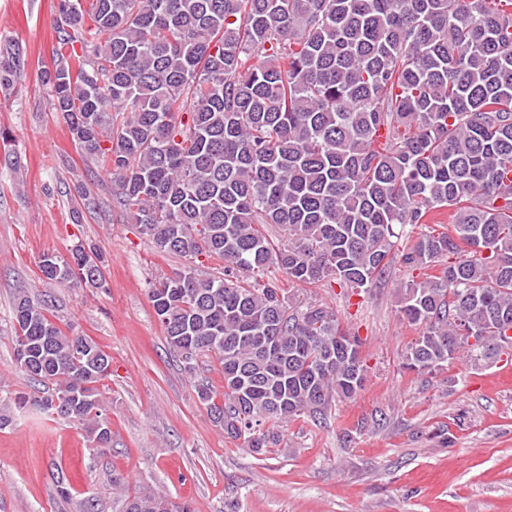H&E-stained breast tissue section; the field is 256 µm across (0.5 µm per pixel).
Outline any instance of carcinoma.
Returning a JSON list of instances; mask_svg holds the SVG:
<instances>
[{
  "mask_svg": "<svg viewBox=\"0 0 512 512\" xmlns=\"http://www.w3.org/2000/svg\"><path fill=\"white\" fill-rule=\"evenodd\" d=\"M51 109L112 175V202L160 253L185 259L148 298L169 347L195 370L214 356L224 390L195 381L215 426L255 454L293 418L354 397L363 341L316 302L264 279L353 293L394 259L420 334L402 368L474 367L512 340V10L496 0H58ZM22 48L0 49V87ZM385 142L375 145L379 130ZM433 227L396 249L397 227ZM269 226L288 234L282 245ZM224 263L204 276L194 259ZM57 284L105 286L104 258L43 253ZM14 357L51 390L0 399V428L31 403L112 447L101 386L112 358L66 333L47 301L12 302ZM474 336L480 342L469 344ZM192 512L150 490L119 512Z\"/></svg>",
  "mask_w": 512,
  "mask_h": 512,
  "instance_id": "obj_1",
  "label": "carcinoma"
}]
</instances>
